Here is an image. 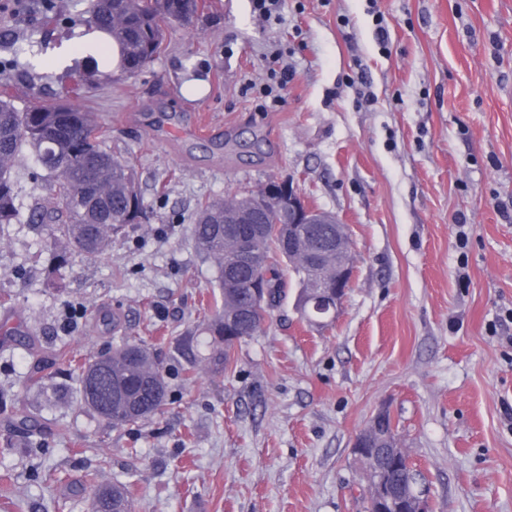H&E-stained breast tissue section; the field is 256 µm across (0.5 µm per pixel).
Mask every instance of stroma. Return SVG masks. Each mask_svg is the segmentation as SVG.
I'll list each match as a JSON object with an SVG mask.
<instances>
[{
  "instance_id": "1",
  "label": "stroma",
  "mask_w": 512,
  "mask_h": 512,
  "mask_svg": "<svg viewBox=\"0 0 512 512\" xmlns=\"http://www.w3.org/2000/svg\"><path fill=\"white\" fill-rule=\"evenodd\" d=\"M55 2L71 24L0 0L17 108L88 67L72 38L89 0ZM78 103L134 164L148 219L55 273L45 231L0 227V512H87L98 468L134 512H361L352 442L383 409L431 512H512V0H283L271 23L202 0L149 67L98 73ZM270 180L346 224L354 278L325 326L290 284L218 369L194 216ZM128 339L151 345L168 405L115 427L75 366ZM21 412L46 430L33 456Z\"/></svg>"
}]
</instances>
